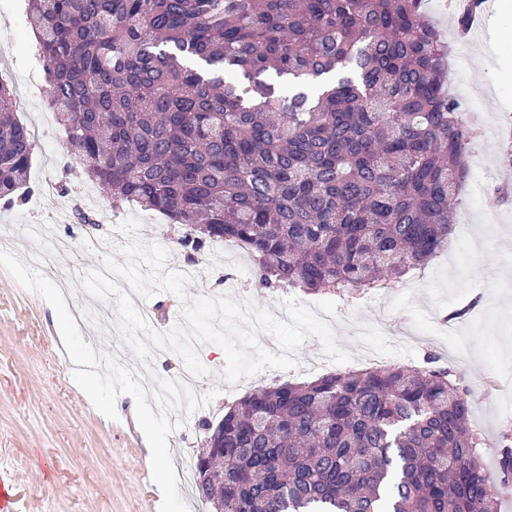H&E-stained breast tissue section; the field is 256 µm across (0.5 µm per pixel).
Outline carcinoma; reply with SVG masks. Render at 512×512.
<instances>
[{"mask_svg": "<svg viewBox=\"0 0 512 512\" xmlns=\"http://www.w3.org/2000/svg\"><path fill=\"white\" fill-rule=\"evenodd\" d=\"M456 14L461 36L482 0ZM57 123L112 204L231 241L264 288H380L448 247L471 129L421 0H28ZM33 140L0 78V200ZM454 374L273 384L196 456L224 512H498Z\"/></svg>", "mask_w": 512, "mask_h": 512, "instance_id": "obj_1", "label": "carcinoma"}]
</instances>
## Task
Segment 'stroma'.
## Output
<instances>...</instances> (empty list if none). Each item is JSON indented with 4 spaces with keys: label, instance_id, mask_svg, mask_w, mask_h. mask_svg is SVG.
I'll return each mask as SVG.
<instances>
[{
    "label": "stroma",
    "instance_id": "stroma-1",
    "mask_svg": "<svg viewBox=\"0 0 512 512\" xmlns=\"http://www.w3.org/2000/svg\"><path fill=\"white\" fill-rule=\"evenodd\" d=\"M428 18L450 46L446 87L465 119L477 130L467 153L468 176L455 210L451 251L411 271L386 291L329 296L259 287L252 262L239 267L246 281L244 298L261 306L292 298L339 315L336 343L355 351L347 320L368 324L383 316L384 331H370L368 342L381 345L389 333H432L429 342L393 353L397 364H419L439 357L454 372L470 402V424L482 463L497 485L499 512H512V476L498 468L497 449L512 436V199L497 192L512 176L503 156L512 143V0H483L480 22L467 39L456 36V21L446 0H425ZM0 55L10 67L0 72L16 102L25 105L23 123L36 127L29 174L31 191L42 182L70 184L80 197L84 184L69 180L80 170L78 154L55 120L45 119L47 83L29 81L44 68L27 15L26 0H0ZM112 241L104 253L87 245L83 225L67 217L59 231L77 239L75 253L60 261L59 275L42 278L30 269L18 245L0 244V490L15 501L14 512H157L161 493L151 466H164L177 452L196 455L205 447L207 425L218 424L231 404L222 378L225 356L214 344L199 346L209 369L202 379L203 407H187L178 421L155 411L156 393L141 378L111 363V351L123 336L116 320L89 311L84 326L72 321L73 307L87 298L84 276L106 257L122 259L127 240L157 243L169 252L168 270L176 271L187 254L179 225L135 207L114 208L99 199L96 210ZM134 221L131 235L121 224ZM102 364L100 404L89 403L76 363ZM151 412L163 448L150 451L143 429L126 422L133 407Z\"/></svg>",
    "mask_w": 512,
    "mask_h": 512
}]
</instances>
